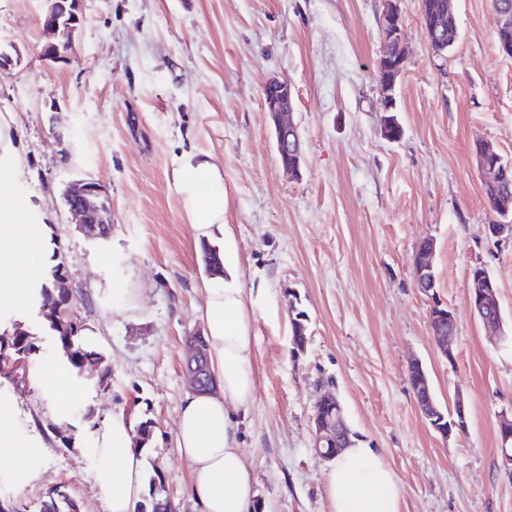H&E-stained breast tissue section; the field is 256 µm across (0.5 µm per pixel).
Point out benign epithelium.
<instances>
[{
  "label": "benign epithelium",
  "instance_id": "7a95c632",
  "mask_svg": "<svg viewBox=\"0 0 512 512\" xmlns=\"http://www.w3.org/2000/svg\"><path fill=\"white\" fill-rule=\"evenodd\" d=\"M44 15L47 19L45 30L49 37L42 57L53 62H61L69 57L74 47L75 32L83 22L82 0H44ZM386 8L381 22L382 52L377 60V82L383 97L381 124L384 135L392 140L390 129L401 128L395 110V88L397 78L402 74L407 62V51L403 23L397 0H385ZM453 13L452 5H447L441 13L432 15L420 10L421 26L427 33V40L435 53L442 55L455 40L457 31L448 28L445 19ZM500 38L501 51L512 56V15L505 12L495 20ZM263 103L268 112L278 156L283 158L285 172L298 174L303 159L302 145L294 121L295 104L291 84L286 80L274 79L265 86ZM478 165L484 180L509 182L512 180V165L504 163L502 155L490 144L483 146L478 156ZM68 210L78 224V228L88 238H96L92 225L97 223L91 203L94 200H109L105 187L95 181L79 179L68 185L64 193ZM435 242L418 249L412 256L411 264L416 287L424 293L431 304L428 321L433 323L453 319L448 306L436 300V275L433 265ZM496 281L482 267L470 271L468 303L484 326L498 332L502 318L491 317L488 311L498 304ZM432 340L448 360L454 359V335L445 330L432 334ZM188 351L184 361V373L194 392H209L215 383L208 366L204 365L205 348L199 335L187 338ZM409 385L417 398L420 412L431 427L448 438L463 435L468 429L467 411L464 400L457 399L454 408L444 412L436 403L430 381L423 364L412 362L407 371ZM312 432L315 452L326 460H331L351 441L341 403L335 393L328 391L319 399L312 417Z\"/></svg>",
  "mask_w": 512,
  "mask_h": 512
}]
</instances>
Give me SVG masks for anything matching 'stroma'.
I'll return each mask as SVG.
<instances>
[{"label": "stroma", "instance_id": "obj_1", "mask_svg": "<svg viewBox=\"0 0 512 512\" xmlns=\"http://www.w3.org/2000/svg\"><path fill=\"white\" fill-rule=\"evenodd\" d=\"M408 60L396 87L404 133L382 131L376 61L385 0H82L68 61L48 62L42 0H0V120L10 151L0 180L22 204L18 222L45 226L63 256L74 310L112 367L66 369L31 299L0 302V333L22 328L43 364L62 368L55 392L37 373L0 377V412L29 465L0 463V499L40 512L52 489L80 512H106L96 486L97 428L123 415L151 420L145 474L177 512H198L177 421L190 389L185 339L204 331L200 285L209 273L179 191L177 159L211 155L224 176L229 224L253 305L255 393L240 447L255 478L254 512H330L328 461L313 450L317 399L333 387L356 437L398 477L400 512H512L498 420L512 413V236H486L495 219L476 144L512 161V58L501 53L492 0H454L458 37L431 49L419 0H398ZM291 83L302 143L298 178L282 170L267 81ZM84 177L112 200V231H77L63 199ZM436 242V291L456 318L453 359L435 348L428 298L411 259ZM498 284L505 337L491 342L470 308L472 267ZM140 289L138 309L123 291ZM304 313L308 344L292 352ZM420 360L442 408L463 398L468 431L442 437L407 380ZM65 419H57L55 408Z\"/></svg>", "mask_w": 512, "mask_h": 512}]
</instances>
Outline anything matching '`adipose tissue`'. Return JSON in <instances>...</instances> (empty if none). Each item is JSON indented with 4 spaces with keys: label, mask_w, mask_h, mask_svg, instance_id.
<instances>
[{
    "label": "adipose tissue",
    "mask_w": 512,
    "mask_h": 512,
    "mask_svg": "<svg viewBox=\"0 0 512 512\" xmlns=\"http://www.w3.org/2000/svg\"><path fill=\"white\" fill-rule=\"evenodd\" d=\"M178 174L194 237L210 241L214 230L225 226L224 178L204 152L185 153ZM19 210V202L0 183V281L8 284L0 298L5 300L23 297L39 274L43 231L18 233L14 221ZM222 260L223 277L202 284L201 315L216 389L186 397L177 446L189 463L190 493L199 512H252L253 472L240 452L236 415L247 412L254 396L253 300L239 284L232 248H225ZM96 454L98 493L108 512H133L146 483L143 452L134 447L124 417H112L99 428ZM326 494L332 512H400L396 474L359 438L332 461Z\"/></svg>",
    "instance_id": "obj_1"
}]
</instances>
